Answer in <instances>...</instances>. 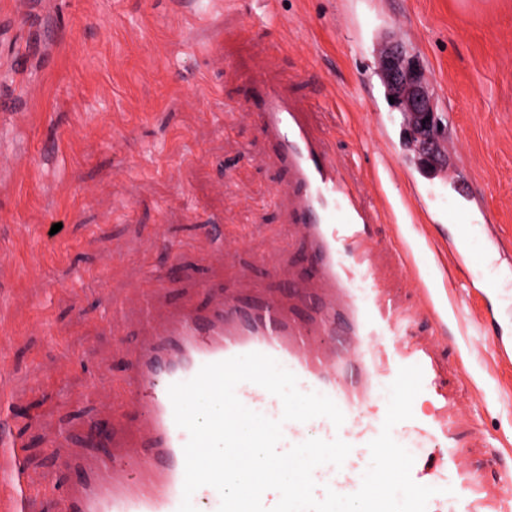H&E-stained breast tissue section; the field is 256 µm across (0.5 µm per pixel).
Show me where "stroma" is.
Instances as JSON below:
<instances>
[{
	"mask_svg": "<svg viewBox=\"0 0 512 512\" xmlns=\"http://www.w3.org/2000/svg\"><path fill=\"white\" fill-rule=\"evenodd\" d=\"M393 43L418 58L446 116L443 166L457 186L425 206L417 191L429 174L403 150L380 78ZM263 52L350 160L349 180L378 181L393 203L381 243L398 226L411 241L453 236L437 209L462 187L479 202L474 255L489 250L486 220L512 246V0H0V238L12 255L0 267L12 366L0 420L41 478L31 512H57L77 482L66 461L84 452L88 422L111 420L134 440L93 377L128 374L154 267H177L157 289L162 318L208 278L259 293L298 275L303 247L274 198L283 175L245 108ZM280 246L275 271L260 273ZM118 302L124 314L104 328ZM446 332L461 378L485 397L471 426L512 471V367L474 316L447 320Z\"/></svg>",
	"mask_w": 512,
	"mask_h": 512,
	"instance_id": "stroma-1",
	"label": "stroma"
}]
</instances>
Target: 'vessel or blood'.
<instances>
[{"label": "vessel or blood", "mask_w": 512, "mask_h": 512, "mask_svg": "<svg viewBox=\"0 0 512 512\" xmlns=\"http://www.w3.org/2000/svg\"><path fill=\"white\" fill-rule=\"evenodd\" d=\"M248 108L273 163L287 174L277 194L288 223L306 242L304 274L293 280L285 308L270 293L243 301L225 293L220 280L203 284L205 302L185 303L162 322H153L152 306L144 304L139 315L144 339L132 351L123 387L137 423L138 448L111 451L112 424L101 423V454L68 461L80 481L63 498V512H178L188 434L174 421L168 390L192 379L205 364L250 352L273 357L297 376L301 391L330 397L345 416L339 427L323 417L282 426V451L310 438L338 437L352 447L342 468L314 470L316 497L329 488L340 494L359 489L370 460L368 444L380 434L387 412L381 388L394 381L400 367L417 365L423 386L444 374L448 390L428 424L404 427L393 438L424 448L440 434L451 444L447 457L415 459L413 481L446 464L478 495L486 512H506L512 479L492 478L494 461L480 465L475 460L488 445L482 432L468 426L479 393L450 362L444 324L431 300L433 292L455 284L469 289L490 284L470 263V225L463 211L455 205L447 212L460 229L443 252L442 281L424 283L412 252L399 253L397 266L420 299L419 306L405 305L400 289L386 283L378 264L383 248L373 230L392 213L391 204L370 203L366 186L346 178L344 162L327 151L322 133L308 123L307 105L290 97L282 79L266 66L257 69ZM299 307L309 309L307 319L295 317ZM422 322L428 326L424 336L417 333ZM236 395L251 410L276 418L282 414L281 401L260 386L240 383ZM36 483L21 462L1 471L0 512H27L26 491Z\"/></svg>", "instance_id": "b4317fda"}]
</instances>
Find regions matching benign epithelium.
<instances>
[{"instance_id":"1","label":"benign epithelium","mask_w":512,"mask_h":512,"mask_svg":"<svg viewBox=\"0 0 512 512\" xmlns=\"http://www.w3.org/2000/svg\"><path fill=\"white\" fill-rule=\"evenodd\" d=\"M381 75L388 95L413 131L412 144L426 165L439 161L438 143L445 129L429 89V79L416 58L393 45L381 57Z\"/></svg>"}]
</instances>
